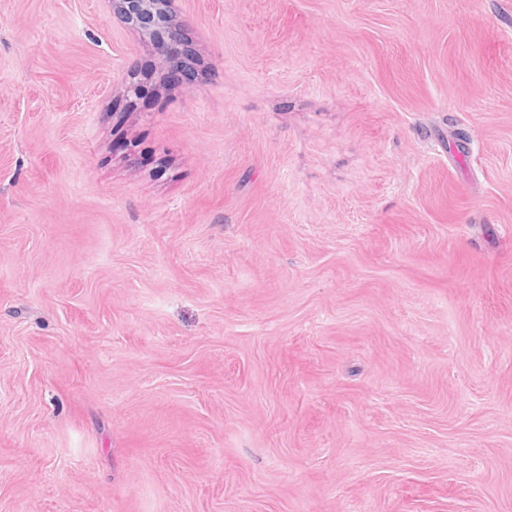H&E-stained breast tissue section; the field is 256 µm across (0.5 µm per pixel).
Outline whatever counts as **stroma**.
Instances as JSON below:
<instances>
[{
    "instance_id": "35a3bbf8",
    "label": "stroma",
    "mask_w": 512,
    "mask_h": 512,
    "mask_svg": "<svg viewBox=\"0 0 512 512\" xmlns=\"http://www.w3.org/2000/svg\"><path fill=\"white\" fill-rule=\"evenodd\" d=\"M0 0V512H512V0ZM113 15L123 24L142 31L137 27L141 24L144 27L157 25V31L161 39L170 42L174 39L172 30L175 27L176 20L173 19L172 0H113ZM162 2L168 4L165 6ZM157 9L154 12L155 6ZM169 8V10L166 9ZM165 12H167L165 14ZM176 37H181L182 31L180 27H175Z\"/></svg>"
}]
</instances>
